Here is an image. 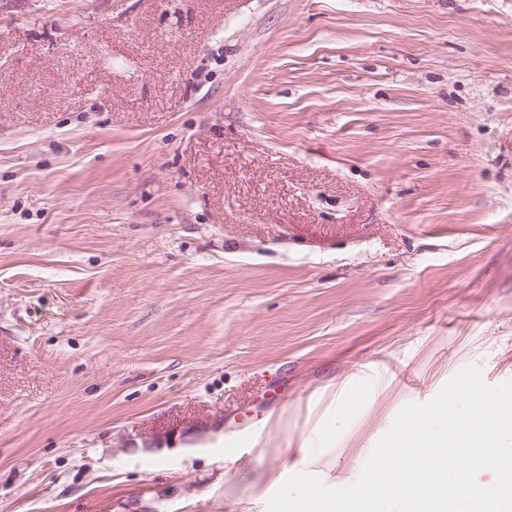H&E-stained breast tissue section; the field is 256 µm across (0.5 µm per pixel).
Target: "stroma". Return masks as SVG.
<instances>
[{
    "instance_id": "obj_1",
    "label": "stroma",
    "mask_w": 512,
    "mask_h": 512,
    "mask_svg": "<svg viewBox=\"0 0 512 512\" xmlns=\"http://www.w3.org/2000/svg\"><path fill=\"white\" fill-rule=\"evenodd\" d=\"M468 365L512 0H0V512H267Z\"/></svg>"
}]
</instances>
